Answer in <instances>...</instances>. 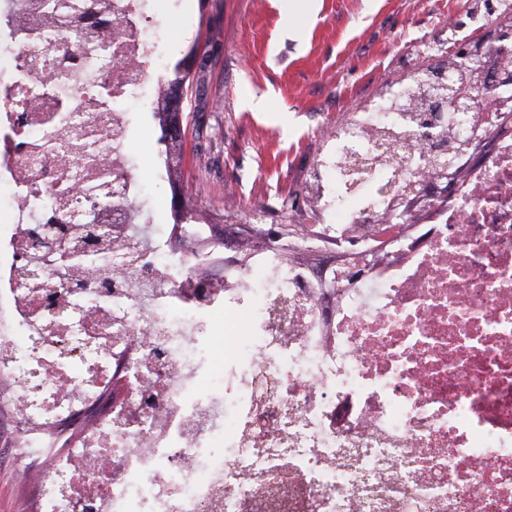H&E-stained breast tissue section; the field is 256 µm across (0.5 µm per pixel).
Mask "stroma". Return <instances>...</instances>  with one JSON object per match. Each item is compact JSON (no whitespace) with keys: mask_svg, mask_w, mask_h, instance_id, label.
<instances>
[{"mask_svg":"<svg viewBox=\"0 0 512 512\" xmlns=\"http://www.w3.org/2000/svg\"><path fill=\"white\" fill-rule=\"evenodd\" d=\"M175 28L171 52L195 53L196 77L184 103L181 192L201 223H251L263 212L284 255L313 263L297 246L326 221L307 193L337 119L455 52L457 40L512 43V27L488 6L463 0H151ZM265 101L254 110L251 98ZM10 449L0 450V512H26Z\"/></svg>","mask_w":512,"mask_h":512,"instance_id":"obj_1","label":"stroma"}]
</instances>
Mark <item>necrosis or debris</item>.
I'll use <instances>...</instances> for the list:
<instances>
[{
    "mask_svg": "<svg viewBox=\"0 0 512 512\" xmlns=\"http://www.w3.org/2000/svg\"><path fill=\"white\" fill-rule=\"evenodd\" d=\"M45 2L0 0V437L33 512H512V55L468 111H396L391 81L337 121L310 191L349 257L219 263L135 230L130 104L170 60L150 0ZM107 172L121 276L19 285L30 227Z\"/></svg>",
    "mask_w": 512,
    "mask_h": 512,
    "instance_id": "1",
    "label": "necrosis or debris"
}]
</instances>
